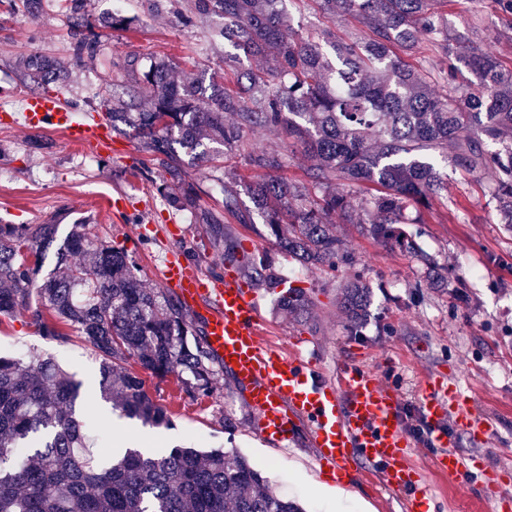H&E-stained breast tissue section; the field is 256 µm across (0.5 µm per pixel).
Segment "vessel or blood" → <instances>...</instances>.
<instances>
[{
	"mask_svg": "<svg viewBox=\"0 0 512 512\" xmlns=\"http://www.w3.org/2000/svg\"><path fill=\"white\" fill-rule=\"evenodd\" d=\"M23 121L32 129L63 131L77 145L105 146L111 139L106 120L76 121L73 110L54 96L27 98ZM160 278L187 308L201 312L209 349L235 378L255 416L254 433L265 445L284 448L299 431H307L315 462L329 480L350 482L356 463L367 462L378 468L387 489L402 496L405 512H434L415 462L416 443L406 430L400 389L349 362L328 379L301 350L286 353L264 343L259 296L232 267L213 277L176 252L167 254ZM421 393V415L434 427L427 441L433 468L451 477L470 472L476 460L456 450L454 434L439 425L453 420L457 431L484 442L491 422L454 381L427 376ZM476 495L494 499L495 512H512V481L501 478L499 470L485 471Z\"/></svg>",
	"mask_w": 512,
	"mask_h": 512,
	"instance_id": "b4317fda",
	"label": "vessel or blood"
}]
</instances>
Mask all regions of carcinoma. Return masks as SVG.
I'll use <instances>...</instances> for the list:
<instances>
[{
  "label": "carcinoma",
  "instance_id": "obj_1",
  "mask_svg": "<svg viewBox=\"0 0 512 512\" xmlns=\"http://www.w3.org/2000/svg\"><path fill=\"white\" fill-rule=\"evenodd\" d=\"M283 0H191L176 12L186 25L221 17L214 37L255 64L249 85L234 93L207 94L184 82L176 64L145 71L136 57L120 106L101 99L112 131L133 132L170 180L176 209L198 206L194 185L182 182L185 166H206L243 142L246 134L276 127L288 142L315 159L307 171L318 190L274 175L280 153H252L262 170L252 196L279 249L310 266H332L342 242L328 221L366 225L374 239L424 256L405 224H423L431 199L448 190L432 157L471 174L491 171L490 195L512 224V63L482 41L458 56L443 25L447 0H316L325 15L349 14L367 29L348 42L329 32L335 60L291 26ZM71 21L72 56L93 59L102 28H127L112 15L90 19L86 0H61ZM431 51L445 59L429 77L397 54ZM474 72L473 92L458 81V65ZM29 79L48 92L62 70L45 55L23 60ZM230 119H225V115ZM498 150H488V144ZM57 224H0V316L23 313L45 337L67 343L77 330L100 358V390L112 408L153 425L170 423L142 379L128 368L163 379L177 376L185 391L207 396L214 358L205 337L177 296L142 287L136 263L118 245L73 224L57 252L59 268L43 273V255ZM350 327L367 315L370 291L361 280L340 296ZM311 301L290 288L282 307L302 315ZM80 383L52 359L0 358V512H303L274 493L246 458L221 449L172 448L144 454L128 448L105 459L88 444L89 428L75 416Z\"/></svg>",
  "mask_w": 512,
  "mask_h": 512
}]
</instances>
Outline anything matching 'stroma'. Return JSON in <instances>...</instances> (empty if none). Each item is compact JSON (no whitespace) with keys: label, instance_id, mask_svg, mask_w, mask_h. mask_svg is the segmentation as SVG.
<instances>
[{"label":"stroma","instance_id":"stroma-1","mask_svg":"<svg viewBox=\"0 0 512 512\" xmlns=\"http://www.w3.org/2000/svg\"><path fill=\"white\" fill-rule=\"evenodd\" d=\"M294 28L322 37L364 33L350 17L327 19L314 0H286ZM132 25L110 31L93 60L78 63L72 56L70 27L60 0H41L37 16L12 10L0 0V222L41 224L60 214L92 221L99 238L125 247L137 266L143 287L164 290L160 278L167 252L188 251L204 272L224 273L225 256L211 244V224L224 226L228 244L251 246L249 261L261 275L252 283L260 295L267 326L265 343L287 350L302 342L325 374L342 362H356L389 374L405 394V406L418 412L420 382L446 372L473 398L476 410L489 416L493 435L479 444L458 434L456 448L484 458L487 465L512 469V226L503 224L488 193L491 174L473 176L443 158L435 164L448 183L425 223L410 225L435 269L414 256L370 237L364 225L335 219L342 253L334 269L311 267L281 252L269 237L251 194L257 171L248 155L267 151L284 154L281 174L304 180L311 164L302 150H289L280 132L257 129L245 150L216 170L187 167L186 181L200 197V210L178 211L160 194L161 168L150 161L134 134H113L110 147L72 145L54 130H33L8 124L7 114L20 113L35 87L19 66L21 59L41 53L59 59L68 78L55 93L76 107L84 119L100 115V100L121 99L122 65L136 55L141 67L171 58L192 79L223 82L236 89L253 65L238 60L225 69L230 47L211 39L212 23L180 24L173 14L155 10L151 0H132L127 12ZM445 21L450 31L465 35L479 29L491 35L490 46L512 59V30L505 29L492 7L474 13L470 0H451ZM231 171L240 212L224 210L219 172ZM185 234L173 238L171 223ZM353 280L369 285V314L359 328H350L338 297ZM305 289L313 301L309 316L280 310V285ZM52 358L81 381L78 418L104 433L103 447L118 448L117 429L156 437L161 448H220L245 456L270 479L279 494L300 500L306 512H403L397 497L381 489L371 465L358 463L359 478L348 483L352 496L339 500L317 492L312 476L314 451L304 434L288 449L267 447L254 434V418L243 403L232 374L217 368L210 395L195 398L176 376L145 375L149 395L170 414L172 428H155L128 420L102 401L100 360L79 334L61 344L41 336L23 315L0 317V356ZM416 463L426 470L439 512H493L491 501L475 498L478 472L457 478L433 471L424 453Z\"/></svg>","mask_w":512,"mask_h":512}]
</instances>
